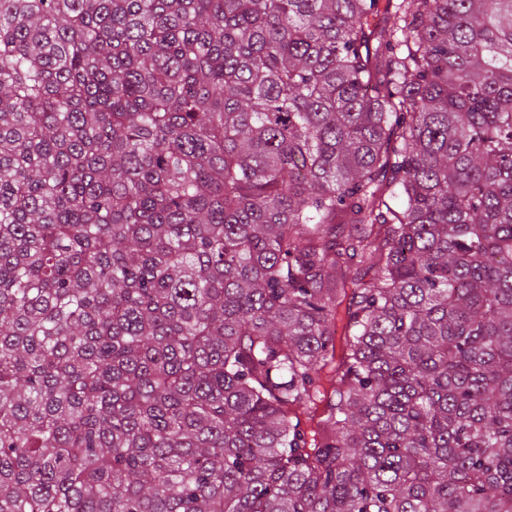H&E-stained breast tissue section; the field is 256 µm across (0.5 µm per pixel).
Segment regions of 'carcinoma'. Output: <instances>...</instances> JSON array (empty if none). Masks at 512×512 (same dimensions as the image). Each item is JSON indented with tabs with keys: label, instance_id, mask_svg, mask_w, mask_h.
Returning <instances> with one entry per match:
<instances>
[{
	"label": "carcinoma",
	"instance_id": "carcinoma-1",
	"mask_svg": "<svg viewBox=\"0 0 512 512\" xmlns=\"http://www.w3.org/2000/svg\"><path fill=\"white\" fill-rule=\"evenodd\" d=\"M0 512H512V0H0Z\"/></svg>",
	"mask_w": 512,
	"mask_h": 512
}]
</instances>
